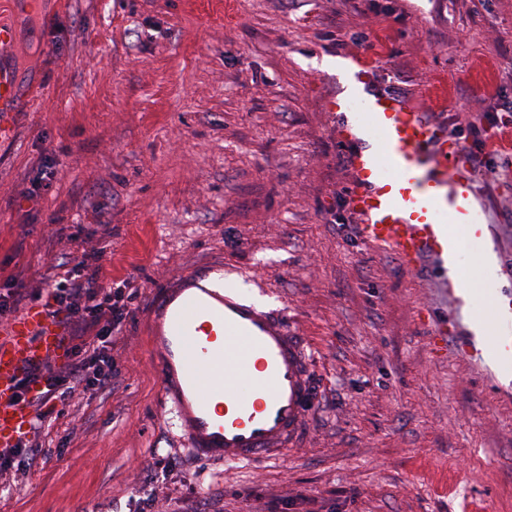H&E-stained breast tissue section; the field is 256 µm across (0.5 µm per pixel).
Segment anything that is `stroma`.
Here are the masks:
<instances>
[{
    "instance_id": "stroma-1",
    "label": "stroma",
    "mask_w": 512,
    "mask_h": 512,
    "mask_svg": "<svg viewBox=\"0 0 512 512\" xmlns=\"http://www.w3.org/2000/svg\"><path fill=\"white\" fill-rule=\"evenodd\" d=\"M0 0L21 26L0 143V301L87 260L134 297L111 395L44 399L0 512H512V403L434 353L435 281L358 236L334 59L449 131L512 98V0ZM56 179L35 185L39 166ZM512 289V173L474 171ZM280 311L319 384L274 461L193 457L162 420L145 324L183 273Z\"/></svg>"
}]
</instances>
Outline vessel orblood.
<instances>
[{"label": "vessel or blood", "mask_w": 512, "mask_h": 512, "mask_svg": "<svg viewBox=\"0 0 512 512\" xmlns=\"http://www.w3.org/2000/svg\"><path fill=\"white\" fill-rule=\"evenodd\" d=\"M14 95L0 65V140L12 133ZM328 106L347 116L337 141L355 147L346 198L361 240L440 282L447 306L431 318L432 350L463 354L490 379H512V292L499 297L507 315L495 334H479L468 326L475 291L448 267L463 256L453 225H468L474 241L487 235L462 143L432 112L394 93L333 98ZM147 334L161 399L196 456L227 464L275 459L300 440L318 384L306 349L272 310L187 273L163 289ZM62 353L60 324L41 308L0 327L1 448L13 447L35 420L17 397L23 371Z\"/></svg>", "instance_id": "b4317fda"}]
</instances>
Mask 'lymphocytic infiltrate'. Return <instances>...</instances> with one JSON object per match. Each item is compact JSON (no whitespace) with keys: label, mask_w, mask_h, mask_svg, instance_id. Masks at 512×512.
<instances>
[{"label":"lymphocytic infiltrate","mask_w":512,"mask_h":512,"mask_svg":"<svg viewBox=\"0 0 512 512\" xmlns=\"http://www.w3.org/2000/svg\"><path fill=\"white\" fill-rule=\"evenodd\" d=\"M98 276V270H86L80 262L50 283L57 311L69 319L75 359L64 373L48 365L35 367L34 376L43 381L47 394L77 387L101 394L112 390L116 374L112 339L121 331L128 297L125 288L99 287Z\"/></svg>","instance_id":"obj_1"}]
</instances>
